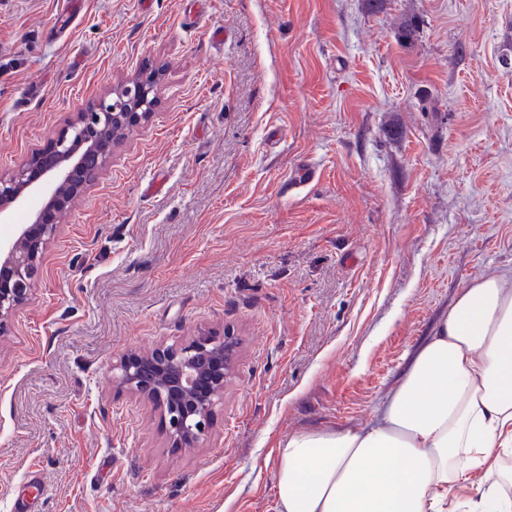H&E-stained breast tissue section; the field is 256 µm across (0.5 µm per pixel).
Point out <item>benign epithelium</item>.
I'll return each instance as SVG.
<instances>
[{
	"label": "benign epithelium",
	"mask_w": 512,
	"mask_h": 512,
	"mask_svg": "<svg viewBox=\"0 0 512 512\" xmlns=\"http://www.w3.org/2000/svg\"><path fill=\"white\" fill-rule=\"evenodd\" d=\"M156 79L154 73H143L125 90L92 102L47 146L32 149L21 166L0 174V223L27 195L43 198L30 223L0 239V334L31 298L60 214L103 174L122 142L119 135H128L151 116ZM236 354L232 341L201 333L185 344H160L149 354L124 353L112 361L110 372L112 382L160 411L173 445L191 447L210 433Z\"/></svg>",
	"instance_id": "obj_1"
}]
</instances>
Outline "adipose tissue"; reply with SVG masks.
I'll use <instances>...</instances> for the list:
<instances>
[{"instance_id": "obj_1", "label": "adipose tissue", "mask_w": 512, "mask_h": 512, "mask_svg": "<svg viewBox=\"0 0 512 512\" xmlns=\"http://www.w3.org/2000/svg\"><path fill=\"white\" fill-rule=\"evenodd\" d=\"M511 447L512 289L488 272L461 289L373 423L288 438L278 512H512Z\"/></svg>"}]
</instances>
